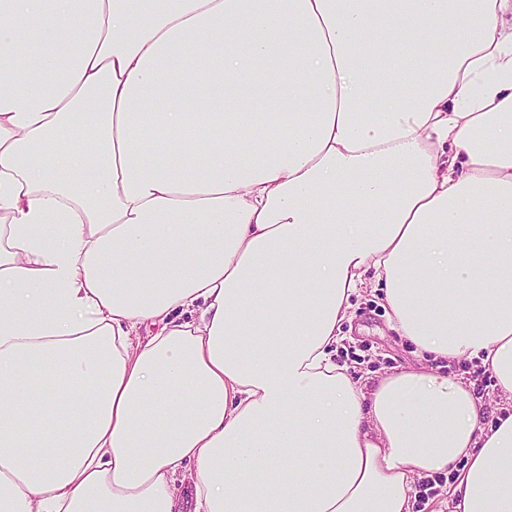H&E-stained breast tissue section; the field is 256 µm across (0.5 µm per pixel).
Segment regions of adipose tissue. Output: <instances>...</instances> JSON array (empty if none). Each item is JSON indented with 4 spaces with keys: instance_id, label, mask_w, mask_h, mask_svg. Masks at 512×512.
I'll return each instance as SVG.
<instances>
[{
    "instance_id": "obj_1",
    "label": "adipose tissue",
    "mask_w": 512,
    "mask_h": 512,
    "mask_svg": "<svg viewBox=\"0 0 512 512\" xmlns=\"http://www.w3.org/2000/svg\"><path fill=\"white\" fill-rule=\"evenodd\" d=\"M368 280L431 369L336 362ZM187 462L196 512H512V0H0V512ZM481 371L482 370L477 371L474 375L467 376L478 379L476 383V392L478 395H482L484 401L486 402V420L489 421L493 419L498 413V405L496 404V401H498L497 394L499 388L497 387V383L494 377H491L489 373L483 374ZM428 481H435L433 494H429L428 496L422 497L419 493L420 491L430 493L429 490H425L422 488V485H425ZM447 485V476L446 475H437L432 480L427 481H418L414 485V489L411 493L414 498L415 506L413 511L415 512H432L434 510H442L444 512L451 511L450 508H447V504L443 503L446 500V497L443 495H439L441 492V488H444Z\"/></svg>"
}]
</instances>
